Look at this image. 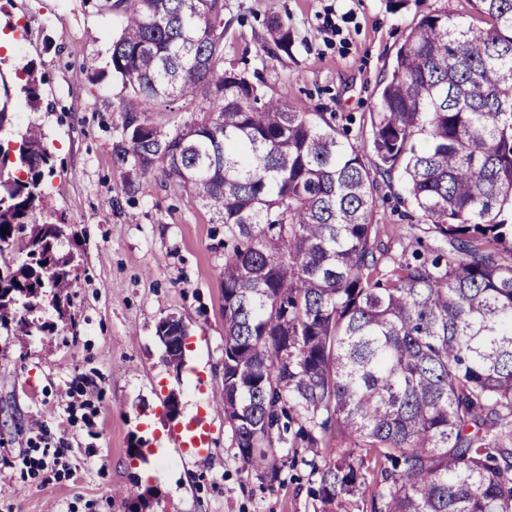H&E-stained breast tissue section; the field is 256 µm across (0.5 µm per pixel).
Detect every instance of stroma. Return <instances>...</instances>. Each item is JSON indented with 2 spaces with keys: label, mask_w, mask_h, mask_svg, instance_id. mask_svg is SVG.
Listing matches in <instances>:
<instances>
[{
  "label": "stroma",
  "mask_w": 512,
  "mask_h": 512,
  "mask_svg": "<svg viewBox=\"0 0 512 512\" xmlns=\"http://www.w3.org/2000/svg\"><path fill=\"white\" fill-rule=\"evenodd\" d=\"M102 3L0 0V104L11 118L0 128L8 152L0 172H15L27 126H40L55 161L43 181L45 210L63 216L80 244L72 321L57 322L45 307L32 317L53 331H0V512H321L308 468L281 464L271 484L237 455L217 400L224 227L161 171L146 193L125 194L134 173L115 161L112 146L127 91L110 67L122 11ZM441 8L474 13L471 0H224V65L256 74L265 95L359 124L373 112L407 28ZM274 18L291 32L290 53L273 47ZM26 64L43 77L34 107L23 91ZM381 192L377 219L392 254L436 247L429 237L415 241L399 180ZM171 316L188 327L179 365L156 334ZM199 414L213 429V451L201 459L170 441ZM59 445L64 467L53 459ZM152 456L166 470L142 478ZM132 486L138 497L128 495Z\"/></svg>",
  "instance_id": "obj_1"
}]
</instances>
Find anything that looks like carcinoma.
<instances>
[{"label": "carcinoma", "instance_id": "carcinoma-1", "mask_svg": "<svg viewBox=\"0 0 512 512\" xmlns=\"http://www.w3.org/2000/svg\"><path fill=\"white\" fill-rule=\"evenodd\" d=\"M112 73L128 95L115 159L161 167L224 225V420L244 465L274 482L277 449L301 458L323 512L356 507L363 455L379 465L373 512H512V0L479 21L430 10L379 84L366 147L351 118L265 97L224 68V0H122ZM286 52L288 27L270 22ZM202 97L165 132L141 115ZM21 174H0V329L66 316L76 235L37 217L53 154L38 126ZM399 174L426 232L447 242L381 248L377 177ZM6 232H1V229Z\"/></svg>", "mask_w": 512, "mask_h": 512}]
</instances>
